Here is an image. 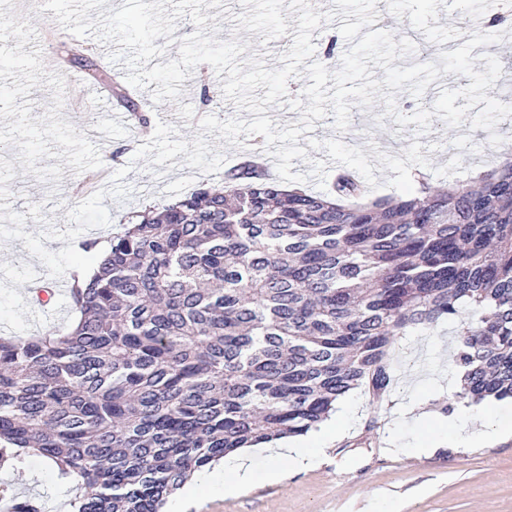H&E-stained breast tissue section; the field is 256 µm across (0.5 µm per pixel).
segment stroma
<instances>
[{
    "mask_svg": "<svg viewBox=\"0 0 512 512\" xmlns=\"http://www.w3.org/2000/svg\"><path fill=\"white\" fill-rule=\"evenodd\" d=\"M224 6L225 15L216 20L219 39L236 36L250 42L251 53L262 55L267 68H279L297 31L295 16L286 18V36L265 43L259 34L235 31L232 17L244 11L239 0H224ZM11 14L18 45L12 56L0 57V148L7 150L0 156V204L23 214L29 205L38 204L54 225H65L67 211L80 201L74 183L111 157L112 169L128 168L125 183L130 194L122 201L104 199L110 225L79 234L74 240L79 247L89 239L106 242L130 211L174 200L203 185L223 186V172L201 173L186 166L181 154L177 167L161 175L146 161L135 160L139 145L147 140L138 132L136 119L112 127L103 140L90 138L85 132L88 113L71 109L77 94L73 79L84 76L85 64L99 63L98 41L73 37L50 11L15 6ZM389 30L398 39L419 34L422 44L441 51L454 50L469 39L434 19L432 0H406ZM180 88L179 101L161 103L153 101L150 89H143L137 99L141 113L150 122L175 126L188 141L199 132V117L252 118L225 99L220 82L210 81L204 89L191 77ZM182 104L193 107L194 119L179 117ZM384 110L380 100L368 110L352 107L351 122L357 127L353 134L337 131L333 116H326L300 136L298 145L306 149L308 159L326 161L327 180H334L341 169L356 171L375 199L398 194L387 183L391 171L379 168L372 150L375 139L390 144L394 157L403 156L416 139L431 146L425 179L435 189L493 169L499 154L512 151V116L497 123L495 133L503 142L495 146L485 130L466 123L451 128L438 119L425 135L407 128L397 138L392 134L395 122ZM1 267L13 275L0 284V336L43 335L46 325L32 322L21 297L27 274L44 272V265L15 239L0 243ZM457 344L452 326L445 323L395 337L389 348L393 389L379 400L354 390L337 403L346 434L327 448L321 465L292 473L283 484L206 494L190 502L185 512H512V439L490 447L456 448L446 427L448 407L460 405V374L453 361ZM428 436L433 450L410 454V447ZM3 493L40 499L45 512H66L70 496L69 484L57 468L37 455L25 457L15 468L0 466Z\"/></svg>",
    "mask_w": 512,
    "mask_h": 512,
    "instance_id": "1",
    "label": "stroma"
}]
</instances>
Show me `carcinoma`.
Wrapping results in <instances>:
<instances>
[{
  "label": "carcinoma",
  "mask_w": 512,
  "mask_h": 512,
  "mask_svg": "<svg viewBox=\"0 0 512 512\" xmlns=\"http://www.w3.org/2000/svg\"><path fill=\"white\" fill-rule=\"evenodd\" d=\"M224 183L127 213L72 325L0 337V457L54 463L69 512H162L213 462L383 396L393 338L464 305L458 397L512 398V155L371 203L352 171L328 195L253 161Z\"/></svg>",
  "instance_id": "obj_1"
}]
</instances>
